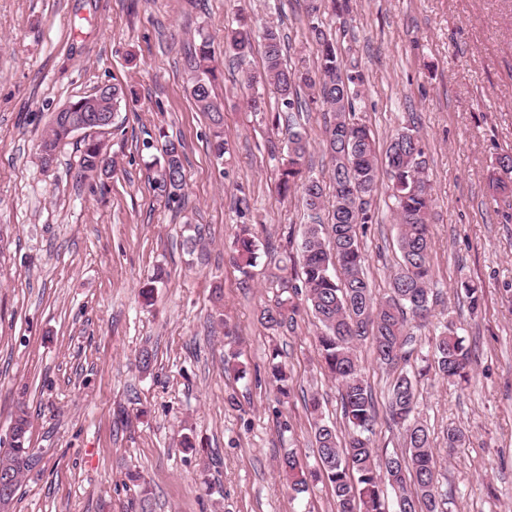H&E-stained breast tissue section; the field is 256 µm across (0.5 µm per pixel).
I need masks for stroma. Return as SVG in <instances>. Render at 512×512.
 <instances>
[{
    "mask_svg": "<svg viewBox=\"0 0 512 512\" xmlns=\"http://www.w3.org/2000/svg\"><path fill=\"white\" fill-rule=\"evenodd\" d=\"M314 14L362 76L357 115L379 146L410 126L426 144L434 296L407 368L448 512H512V196L488 187L512 149V0H350L343 16L326 0H0V441L22 404L42 451L11 512H336L330 485L296 496L278 474L286 453L314 460L305 398L318 394L327 420L342 412L313 316L276 332L258 320L280 296L274 276L300 268L308 217L275 188L287 121L262 120L240 91L263 47L241 62L224 39L242 15L276 26L285 63L313 72ZM200 30L221 71V160L188 92L185 50ZM102 84L128 93L102 135L113 171L82 176L80 132L44 167L51 114ZM300 95L306 166L322 175L326 108ZM165 136L184 144L181 207L148 178ZM371 210L360 239L381 295L399 256L386 184ZM243 224L267 247L248 277L230 260ZM462 280L481 288L478 312L457 297ZM449 322L471 353L467 382L427 368L428 340ZM274 347L291 376L284 403L268 377ZM230 348L244 378L224 372ZM144 349L156 357L146 371ZM451 428L465 433L455 448Z\"/></svg>",
    "mask_w": 512,
    "mask_h": 512,
    "instance_id": "obj_1",
    "label": "stroma"
}]
</instances>
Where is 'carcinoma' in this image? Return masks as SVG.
I'll return each instance as SVG.
<instances>
[{
    "label": "carcinoma",
    "mask_w": 512,
    "mask_h": 512,
    "mask_svg": "<svg viewBox=\"0 0 512 512\" xmlns=\"http://www.w3.org/2000/svg\"><path fill=\"white\" fill-rule=\"evenodd\" d=\"M310 33L320 59L313 74L284 64V41L274 26H266L258 34L242 19L227 34L229 50L241 60L251 53L255 37L263 40L264 68L244 75L245 89L268 83L291 112L301 108L299 92L305 86L314 90L333 114L322 133L323 148L332 162L328 177L334 189L331 211L325 218L322 211L326 184L305 168L307 137L296 126L288 129L287 159L277 176V190L283 197L301 192L311 222L301 234L299 283L277 278L276 287L288 298L263 308L259 321L272 331L294 326L298 305L291 303L293 298L313 314L319 325L320 356L339 388L344 433L324 421L320 399L311 395L305 400V407L312 421L316 464L311 466L288 453L279 461V473L297 495L308 491L315 482L329 484L336 512H447V501L438 489L440 462L434 454L431 432L416 415L417 377L399 368L400 362L409 361L406 347L413 341L414 324L427 321L433 304V239L428 224L433 196L425 146L417 130L406 128L390 139L385 151L388 188L395 204L399 260L390 275L388 293L378 298L371 288L359 238V225L373 223L370 201L377 191L376 142L371 130L356 116L357 76L348 69L345 77H340L344 59L332 34L314 24ZM188 63L192 73L190 96L200 111L211 116L210 148L215 157L222 158L227 152L224 119L213 93L220 72L210 42L201 31ZM123 95L122 88L114 85L110 100L86 96L65 104L53 113L49 133L41 140L40 148L56 152L59 144L74 134L71 126L76 119L117 111ZM83 142L81 170L89 175L107 171L104 143L93 134L85 136ZM183 149L181 141L166 139L156 148L158 155L151 162V179L158 181L157 188L172 203L185 199ZM489 186L496 194H512V153L497 157ZM260 246L250 229L242 227L232 255L242 273H249L256 264ZM457 293L466 299L471 311L478 310L482 293L475 284L462 281ZM367 340L376 361L397 372L390 384L386 419L403 431V450L399 452L378 454L369 436L377 410L357 355L358 346ZM430 348L438 376L469 379L470 351L453 323L431 339ZM279 357V350L272 348L269 373L278 393L287 398L289 376ZM12 427L13 443L7 452L0 453V481H7L8 489L0 512H10L23 471L39 459V452L30 448L25 406L17 408ZM389 490L395 493L392 505L388 502Z\"/></svg>",
    "instance_id": "carcinoma-1"
}]
</instances>
